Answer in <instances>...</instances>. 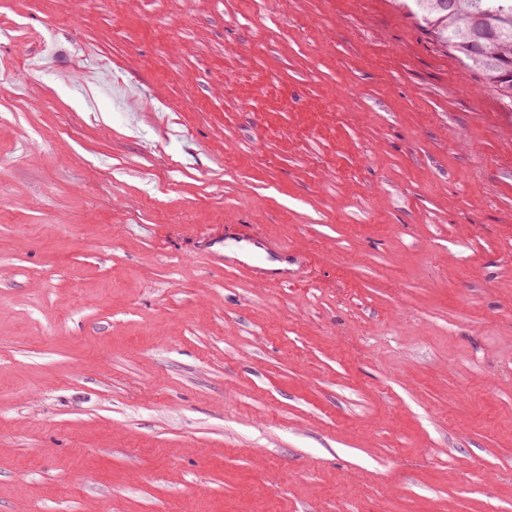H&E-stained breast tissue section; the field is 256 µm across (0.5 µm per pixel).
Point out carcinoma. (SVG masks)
<instances>
[{
    "mask_svg": "<svg viewBox=\"0 0 512 512\" xmlns=\"http://www.w3.org/2000/svg\"><path fill=\"white\" fill-rule=\"evenodd\" d=\"M439 43L478 71L512 108V0H404Z\"/></svg>",
    "mask_w": 512,
    "mask_h": 512,
    "instance_id": "obj_1",
    "label": "carcinoma"
}]
</instances>
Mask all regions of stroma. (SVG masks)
<instances>
[{"mask_svg": "<svg viewBox=\"0 0 512 512\" xmlns=\"http://www.w3.org/2000/svg\"><path fill=\"white\" fill-rule=\"evenodd\" d=\"M0 26V512H512L494 88L397 0Z\"/></svg>", "mask_w": 512, "mask_h": 512, "instance_id": "obj_1", "label": "stroma"}]
</instances>
